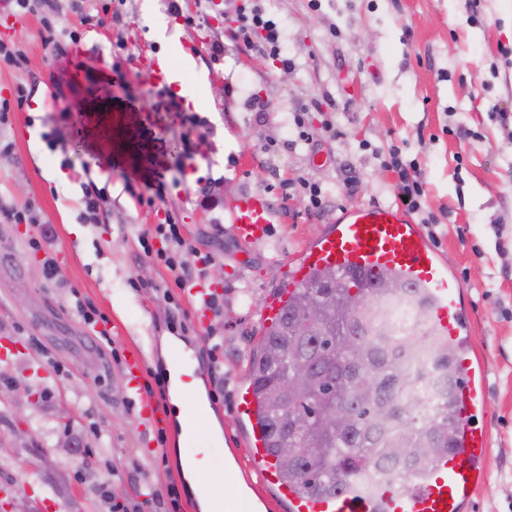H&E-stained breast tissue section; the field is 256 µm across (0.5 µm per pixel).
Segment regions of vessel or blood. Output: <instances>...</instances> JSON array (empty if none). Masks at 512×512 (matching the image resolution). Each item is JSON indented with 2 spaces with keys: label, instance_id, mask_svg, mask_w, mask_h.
I'll list each match as a JSON object with an SVG mask.
<instances>
[{
  "label": "vessel or blood",
  "instance_id": "vessel-or-blood-1",
  "mask_svg": "<svg viewBox=\"0 0 512 512\" xmlns=\"http://www.w3.org/2000/svg\"><path fill=\"white\" fill-rule=\"evenodd\" d=\"M227 220L239 241L253 243L267 238L279 218L265 194L245 192L229 208ZM325 268L340 273H394L425 294L433 321L447 336L461 371L455 446L437 457L422 481L412 488L371 490L349 481L336 494L320 497L280 483L274 460L265 451L264 435L257 430L250 450L265 480L278 485L291 512H465L486 475L490 441L486 431L475 424L486 399L487 376L471 357L460 279L418 225L391 206H363L343 212L291 269L290 288H297Z\"/></svg>",
  "mask_w": 512,
  "mask_h": 512
}]
</instances>
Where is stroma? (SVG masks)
Listing matches in <instances>:
<instances>
[{
    "label": "stroma",
    "instance_id": "obj_1",
    "mask_svg": "<svg viewBox=\"0 0 512 512\" xmlns=\"http://www.w3.org/2000/svg\"><path fill=\"white\" fill-rule=\"evenodd\" d=\"M242 2L34 0L0 31L20 58L0 65V102L12 104L0 125V338L20 349L0 360V484L26 512H108L102 486L136 501L170 484L176 512H201L180 457L203 448L204 478L225 503L244 486L260 512H287L277 486L258 482L236 389L249 382L262 314L300 254L342 212L397 205L400 184L386 167L397 150L423 173L413 220L463 283L488 379L476 419L491 438L488 471L468 512H512V0H254L279 26L287 68L231 38ZM162 28L174 41L157 38ZM163 55L178 76L170 93L186 102L200 84L210 88L196 131L149 82V59ZM20 87L29 97L18 108ZM57 91L67 116L50 105ZM312 102L321 109L306 114L302 143L293 116ZM55 171L65 182L52 180ZM299 176L321 188V210L304 194L283 196L282 182ZM246 189L268 194L283 216L252 245L238 243L225 219ZM89 191L98 196L92 216ZM8 210L38 221L14 223ZM170 217L187 242L181 261L207 254L223 271L221 309L203 323L139 243L147 234L160 248L153 232ZM45 225L47 253L29 245ZM78 296L101 313L110 346L77 314ZM176 312L189 327L184 353L202 366L204 415L192 442L178 425L152 428L141 408L171 406L165 340ZM137 349L145 358L135 397L124 367ZM67 437L75 448H60Z\"/></svg>",
    "mask_w": 512,
    "mask_h": 512
}]
</instances>
